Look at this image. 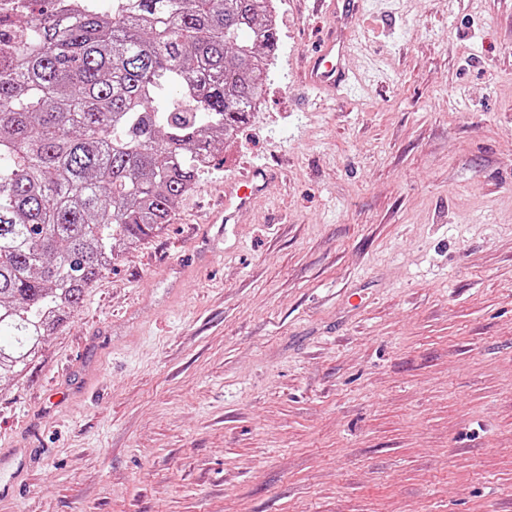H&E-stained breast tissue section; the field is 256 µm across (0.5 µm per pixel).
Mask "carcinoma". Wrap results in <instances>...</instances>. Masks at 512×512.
Segmentation results:
<instances>
[{
  "label": "carcinoma",
  "instance_id": "cac0c4a2",
  "mask_svg": "<svg viewBox=\"0 0 512 512\" xmlns=\"http://www.w3.org/2000/svg\"><path fill=\"white\" fill-rule=\"evenodd\" d=\"M273 0H0V376L256 109Z\"/></svg>",
  "mask_w": 512,
  "mask_h": 512
}]
</instances>
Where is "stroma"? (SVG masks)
I'll list each match as a JSON object with an SVG mask.
<instances>
[{
    "instance_id": "stroma-1",
    "label": "stroma",
    "mask_w": 512,
    "mask_h": 512,
    "mask_svg": "<svg viewBox=\"0 0 512 512\" xmlns=\"http://www.w3.org/2000/svg\"><path fill=\"white\" fill-rule=\"evenodd\" d=\"M275 6L260 107L0 379V512H512V0H369L326 102ZM272 179L271 171L264 165H252L239 175L224 181L221 210L212 217V224H234L239 214L252 207L261 197Z\"/></svg>"
}]
</instances>
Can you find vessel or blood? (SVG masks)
Segmentation results:
<instances>
[{
	"mask_svg": "<svg viewBox=\"0 0 512 512\" xmlns=\"http://www.w3.org/2000/svg\"><path fill=\"white\" fill-rule=\"evenodd\" d=\"M317 13L326 15L330 24L316 49L309 55L301 79L309 88L331 96L343 88L349 70L348 56L356 49L357 21L361 0H313ZM272 178L263 165H252L224 182L221 210L213 223H236L239 214L252 207Z\"/></svg>",
	"mask_w": 512,
	"mask_h": 512,
	"instance_id": "obj_1",
	"label": "vessel or blood"
}]
</instances>
